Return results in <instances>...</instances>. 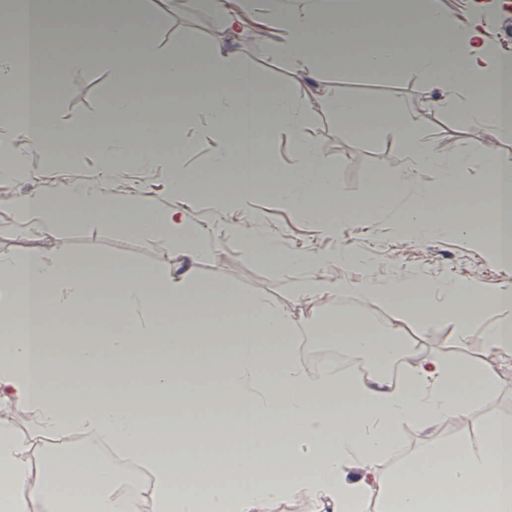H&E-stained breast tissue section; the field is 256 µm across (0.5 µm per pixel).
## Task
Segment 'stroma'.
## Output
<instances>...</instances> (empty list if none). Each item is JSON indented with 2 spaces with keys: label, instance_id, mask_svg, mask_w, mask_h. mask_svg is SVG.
<instances>
[{
  "label": "stroma",
  "instance_id": "1",
  "mask_svg": "<svg viewBox=\"0 0 512 512\" xmlns=\"http://www.w3.org/2000/svg\"><path fill=\"white\" fill-rule=\"evenodd\" d=\"M443 4L452 29L478 25L491 48L497 53L512 55V37L504 32L512 23V0H443ZM132 28V46L136 49L148 48L160 53L188 38L193 49L202 53L213 42L220 41L233 63L252 69L264 82L288 95L304 93L306 84H314V92L308 94L311 121L319 135L323 154L335 167L336 181L345 201L365 199L373 174L382 172L387 177H395L404 157L398 141L390 136L345 131L335 117L325 112L319 89L332 86L343 94L386 102L394 111L403 112L417 109L430 88L429 81L414 72L405 73L397 82L384 83L369 75L336 67L323 68L314 81H306L293 74L271 53L265 39L240 38L225 29L220 16L194 7L173 14L162 28L152 25L149 14H142L134 19ZM52 83L62 89L52 103V121L79 130L89 116L105 112L113 78L111 70L101 66L56 72ZM161 119L184 127L183 140L169 141L167 150L178 155L196 176H207L211 157L223 151L224 143L212 136L206 116L199 114L187 120L181 113L167 112ZM423 135L438 150L451 153L463 146L477 158L483 155L489 139L486 127L462 124L451 108L428 111ZM102 166V160L91 153L74 155L67 164L60 165L51 157L29 150V176L0 188V250L22 254L39 245L38 240L12 231L16 217L6 207V200L23 196L49 197L59 187L72 183L97 184ZM167 183L165 169L148 170L128 161L122 165L119 177L109 179L107 189L116 200L132 195L152 196L157 211L179 208L189 224H234L240 236L249 235L255 228H263L268 236L279 240L291 251L340 247L354 251L356 264L326 269V276L335 279H350L365 271L373 279L383 281L402 269L430 281L449 277L476 279L490 290L512 285V268L500 266L470 236L450 224L432 234L407 236L391 214L378 213L365 223L341 225L330 235L321 225L303 223L261 195L247 206L218 213L201 207L196 199L172 197ZM60 236L70 250L120 253L149 274L166 270L176 261L165 242H158L153 249H144L136 236L114 229L112 219L107 215L86 223L63 222ZM195 274L203 283L221 280L244 292L264 291L276 304L291 311L296 310L297 305L289 290L307 276L303 270H282L251 260L242 252L237 238L232 237L225 238L224 248L218 256H199ZM452 333V327L447 326L443 328L440 340L416 336L409 340L408 347L421 354L433 350L446 353L450 360L464 367L492 365L498 372L500 392L485 407L484 413L512 420V356L503 357L489 349L483 326H474L460 341L453 339ZM478 435V430L453 417L443 420L432 434L410 426L400 435L399 454L387 460L386 465L393 468L418 457L423 449L451 441L472 440Z\"/></svg>",
  "mask_w": 512,
  "mask_h": 512
}]
</instances>
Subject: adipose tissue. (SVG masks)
I'll return each instance as SVG.
<instances>
[{"mask_svg":"<svg viewBox=\"0 0 512 512\" xmlns=\"http://www.w3.org/2000/svg\"><path fill=\"white\" fill-rule=\"evenodd\" d=\"M204 6L240 37L265 35L272 53L301 76L327 65L384 82L420 73L438 90L429 106H454L462 123L488 129L490 143L478 160L464 148L448 155L419 136L422 111L391 112L383 103L323 89L327 109L344 127L396 137L406 159L391 189H383L384 178L376 174L368 204H342L305 98L288 96L250 69L226 62L223 46L205 57L183 45L160 55L130 51L132 21L145 12V0H0V15L23 29L20 44L0 52V89L22 94V141L49 155L60 141L91 142L107 163L126 155L132 141L178 137L179 127L142 120L146 102L126 88L132 79L158 83L168 91L155 97L157 111L206 113L212 133L224 142L211 160L212 169L224 174L222 187L206 185L195 193L207 206L242 205L266 187L274 205L309 224L331 230L361 211H394L399 223L426 234L440 226L436 195L456 188L482 202L454 218L456 229L476 236L499 264L512 262L486 232L512 202V159L497 149L512 139V119L498 110L505 63L476 26L449 37L441 0H412L406 11L398 0H304L285 10L275 0L263 10L254 0H205ZM65 19L85 20L98 40L56 55L54 35ZM58 63L110 67L107 111L118 124L90 119L84 136L38 117L34 91ZM190 82L204 86V93L173 95V88ZM278 139L291 144L295 165L283 166L271 152ZM476 164L481 177L460 182V174ZM8 206L18 219L14 232L48 238L59 235L57 212L105 207L126 216L122 231L136 234L144 248L163 240L181 258L175 269L151 276L112 252L0 251V400L27 406L34 434L78 435L133 452L147 474L143 494L150 512H266L272 503L300 495L315 512H365L371 502L381 512H512L511 421L482 419L483 437L476 444L428 448L394 471L383 467L398 454L404 426L431 429L450 416L470 422L499 392L492 370L465 376L438 351L407 361L401 379L391 381L389 366L407 353V330L435 338L449 325L461 340L482 323L489 348L511 356V289L490 293L476 282H431L409 273L382 283L367 275L325 279L318 268L353 262V255L291 252L253 231L245 242L251 259L307 270L291 291L315 311L301 321L263 292H242L221 281L199 285L193 259L221 250L223 231L185 223L177 209L164 212L160 223H141L154 208L149 196L115 200L103 188L89 195L66 185L55 201L30 196ZM36 214L44 223H31ZM348 295L377 301L391 311V320L376 327L335 312V301ZM314 330L366 355L373 369L365 380L302 368L295 341ZM107 373L121 378V385L94 387ZM143 406L152 407L157 419H137ZM219 431L245 438L246 447H214ZM220 464L288 472L292 479L207 482ZM183 472L195 473L199 483L180 484ZM0 484L8 489L0 512H29L36 501L44 512H68L76 487L92 490L90 512L122 509L119 474L102 457L89 451L35 457L7 418L0 419Z\"/></svg>","mask_w":512,"mask_h":512,"instance_id":"obj_1","label":"adipose tissue"}]
</instances>
